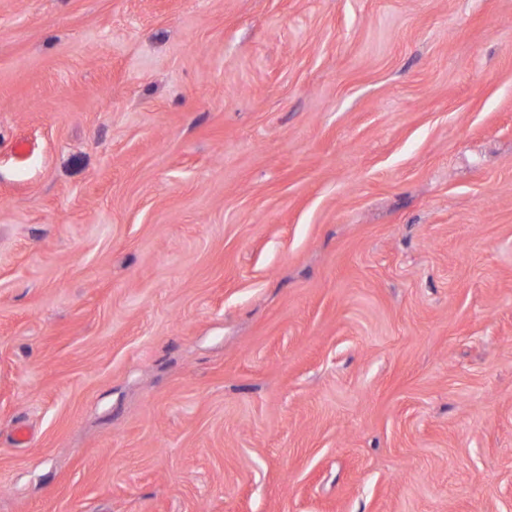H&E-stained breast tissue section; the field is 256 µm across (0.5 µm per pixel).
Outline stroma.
<instances>
[{
  "mask_svg": "<svg viewBox=\"0 0 512 512\" xmlns=\"http://www.w3.org/2000/svg\"><path fill=\"white\" fill-rule=\"evenodd\" d=\"M0 512H512V0H0Z\"/></svg>",
  "mask_w": 512,
  "mask_h": 512,
  "instance_id": "stroma-1",
  "label": "stroma"
}]
</instances>
